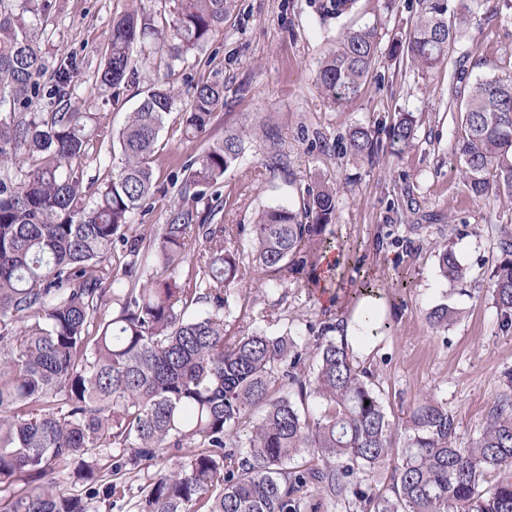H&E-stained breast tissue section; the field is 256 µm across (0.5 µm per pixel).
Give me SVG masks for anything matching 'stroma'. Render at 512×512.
I'll return each mask as SVG.
<instances>
[{"mask_svg": "<svg viewBox=\"0 0 512 512\" xmlns=\"http://www.w3.org/2000/svg\"><path fill=\"white\" fill-rule=\"evenodd\" d=\"M129 0H57L45 19L42 49L50 64L75 56L80 74L73 101L103 116L102 159L112 156V136L156 77H164L190 98L201 81L224 85V105L207 133L188 140L180 109L168 115L155 157V187L136 219L146 230L167 222L178 198L183 167L225 132L264 126L266 133L245 142L243 157L224 174L219 188L218 224H251L258 209L297 205L309 184L325 180L342 191L336 221L323 236L341 262L335 307L321 304L302 274L289 273L275 288L253 278L235 287L224 326L231 336L262 327L280 335L307 334L325 322L352 321L351 297L362 279L381 296L379 316L388 332L354 344L393 427L395 448H403L404 414L433 395L453 415L461 441L486 422L501 395L512 389V331H502L493 303L492 271L501 256L499 241L512 233V208L502 198L478 201L469 193L453 152L460 134L448 103L450 85L462 92L480 79L512 78V9L486 0L466 23V56L426 73L410 62L382 55L361 95L331 107L314 81L318 62L350 27L376 26L383 44L406 38L417 0H359L352 16L321 22L311 0H237L224 29L201 53L169 64L154 57L133 84L101 95L97 86L102 52L112 20ZM400 112L418 118L416 140L397 156L361 160L338 141L357 125L381 127ZM286 171H269L272 154ZM450 245L465 270L457 282L439 275L437 252ZM448 305L455 316L432 326L431 309Z\"/></svg>", "mask_w": 512, "mask_h": 512, "instance_id": "1", "label": "stroma"}]
</instances>
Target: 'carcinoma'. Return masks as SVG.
<instances>
[{
	"mask_svg": "<svg viewBox=\"0 0 512 512\" xmlns=\"http://www.w3.org/2000/svg\"><path fill=\"white\" fill-rule=\"evenodd\" d=\"M357 0H314L321 21L346 16ZM234 0H178L175 18L146 25L144 0L112 21L99 90L131 80L151 55L183 61L224 26ZM477 0H418L408 39L388 53L432 70L450 57ZM53 0H0V512H112L125 494L123 471L174 459L139 488L137 512H319L316 487L334 501L353 492L361 512H512V392L462 447L448 409L429 396L407 411V439L390 494L359 493L360 475L394 455L391 422L366 370L354 363L344 328L329 323L314 351L288 335L258 329L224 332V310L246 269L229 236L249 231L253 267L273 287L284 270L308 271L327 252L325 225L336 221L337 189L318 183L297 206L259 211L250 228L212 224L207 190L242 157L248 133L232 131L184 166L180 198L160 233L129 239L150 199L152 163L166 116L178 96L156 81L117 133L112 176L85 179L100 160L97 112L71 106L79 74L66 58L42 82V20ZM382 53L378 29H350L319 62L316 82L330 105L357 99ZM460 112L455 154L475 199L495 189L512 203V81L475 83ZM54 112H36L41 102ZM224 106V86L196 84L183 108L184 134L200 137ZM417 125L399 113L387 134L391 152L412 146ZM345 148L370 160L385 151L376 129L358 125ZM145 249H140L143 241ZM130 245L164 279L112 281L116 245ZM492 297L512 322V236L501 242ZM440 276L463 279L453 250H438ZM117 315L107 314L112 301ZM315 366L300 375L307 355ZM246 439L247 452L239 451ZM119 450L110 472L100 451ZM65 473L79 493L60 487Z\"/></svg>",
	"mask_w": 512,
	"mask_h": 512,
	"instance_id": "cac0c4a2",
	"label": "carcinoma"
}]
</instances>
